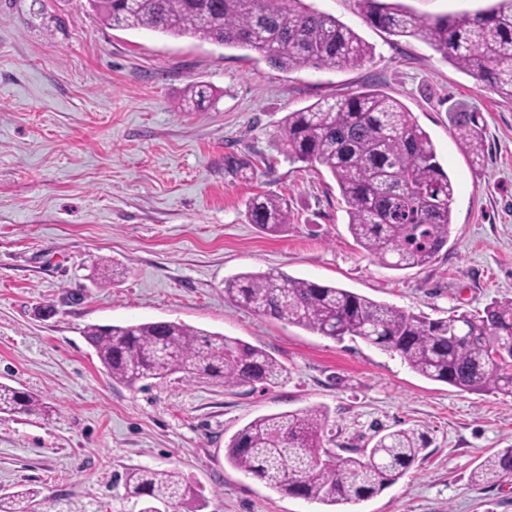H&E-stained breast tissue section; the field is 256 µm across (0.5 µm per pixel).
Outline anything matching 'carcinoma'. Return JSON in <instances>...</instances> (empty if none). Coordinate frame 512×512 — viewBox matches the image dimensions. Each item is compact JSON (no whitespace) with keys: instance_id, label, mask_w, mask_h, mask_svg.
I'll return each mask as SVG.
<instances>
[{"instance_id":"cac0c4a2","label":"carcinoma","mask_w":512,"mask_h":512,"mask_svg":"<svg viewBox=\"0 0 512 512\" xmlns=\"http://www.w3.org/2000/svg\"><path fill=\"white\" fill-rule=\"evenodd\" d=\"M112 27L146 28L251 50L290 71L353 69L373 47L336 17L306 0H87ZM363 21L390 36L422 40L452 66L512 103V0L476 12L421 18L400 0H356ZM212 91L195 85L184 99L204 108ZM461 149L483 152L471 115L454 121ZM283 152L291 162L325 168L346 203L348 230L379 265L407 270L429 264L447 245L456 186L438 160L427 131L397 99L371 86L346 97L322 98L281 121ZM247 219L274 232L290 223L287 201L257 197ZM236 306L322 336L358 338L398 354L419 376L462 392L512 396V299L493 301L479 316L431 319L373 301L345 288L293 278L278 270L242 272L224 281ZM112 381L134 386L175 374L188 382L236 388L272 387L285 369L261 347L176 321L91 325L84 331ZM54 407L29 391L0 384V414L49 419ZM328 411L262 415L233 436L224 461L280 494L326 506L372 498L393 485L428 448L427 434L408 427L377 436L370 448L343 456L329 447ZM512 473V448L486 457L470 474L479 486ZM126 496L139 512H180L196 500L177 470L135 468ZM37 494L0 498V512H35Z\"/></svg>"}]
</instances>
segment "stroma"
<instances>
[{
  "label": "stroma",
  "mask_w": 512,
  "mask_h": 512,
  "mask_svg": "<svg viewBox=\"0 0 512 512\" xmlns=\"http://www.w3.org/2000/svg\"><path fill=\"white\" fill-rule=\"evenodd\" d=\"M311 2L372 58L283 71L252 51L105 25L86 0H0V384L58 409L49 423L0 417V497L30 488L38 512H138L123 478L148 467L180 471L204 496L199 512H325L224 461L254 418L324 406L343 448L382 428L419 425L430 439L394 485L340 512H512V476L469 480L512 447V396L458 391L224 295L225 279L274 268L433 319L512 298V103L423 41L368 26L355 0ZM192 85L213 92L204 111L182 106ZM366 86L413 112L457 186L448 243L423 268L366 257L329 172L281 150L284 115ZM457 112L484 129L482 164L456 145ZM263 194L288 203L278 231L247 220ZM107 261L124 274L102 287ZM146 321L263 347L287 377L266 390L113 382L85 328Z\"/></svg>",
  "instance_id": "35a3bbf8"
}]
</instances>
